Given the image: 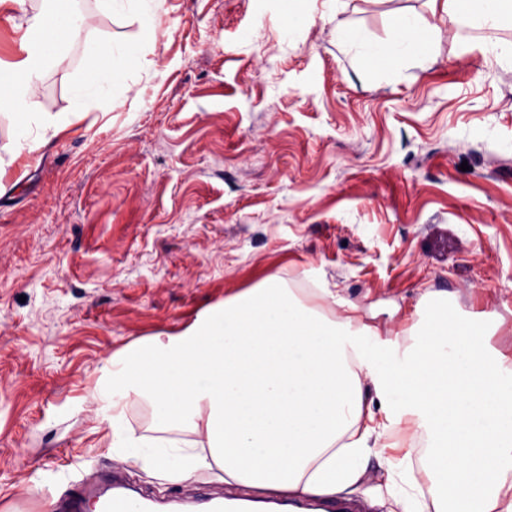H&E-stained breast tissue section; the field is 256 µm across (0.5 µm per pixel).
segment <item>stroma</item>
I'll use <instances>...</instances> for the list:
<instances>
[{
    "label": "stroma",
    "instance_id": "obj_1",
    "mask_svg": "<svg viewBox=\"0 0 512 512\" xmlns=\"http://www.w3.org/2000/svg\"><path fill=\"white\" fill-rule=\"evenodd\" d=\"M156 35L84 0L85 40L28 89L68 127L0 167V512H48L122 465L161 503L223 495L112 454L97 399L128 344L183 331L266 281L331 289L382 346L431 308L512 360V21L450 24L431 0H166ZM438 27L433 56L394 81L349 55L397 22ZM26 17L0 7V65ZM138 42L112 111L77 112L87 43Z\"/></svg>",
    "mask_w": 512,
    "mask_h": 512
}]
</instances>
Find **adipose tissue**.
I'll return each mask as SVG.
<instances>
[{"mask_svg": "<svg viewBox=\"0 0 512 512\" xmlns=\"http://www.w3.org/2000/svg\"><path fill=\"white\" fill-rule=\"evenodd\" d=\"M114 17L155 35L165 0H101ZM78 0H38L27 53L0 67V111L35 122L27 87L81 38ZM434 29L400 21L381 58L394 76L428 54ZM135 48L110 45L100 69L88 50L74 90L82 108L109 111L132 73ZM409 354L379 352L352 318L332 319L295 289L268 281L225 300L185 330L133 343L104 367L99 416L112 451L182 481L220 469L224 483L292 501L344 499L364 512H512V362L491 356L476 326L430 315ZM148 399L164 433L133 426L112 405ZM416 417L420 461L384 455L388 426ZM186 429L190 452L169 429Z\"/></svg>", "mask_w": 512, "mask_h": 512, "instance_id": "obj_1", "label": "adipose tissue"}]
</instances>
